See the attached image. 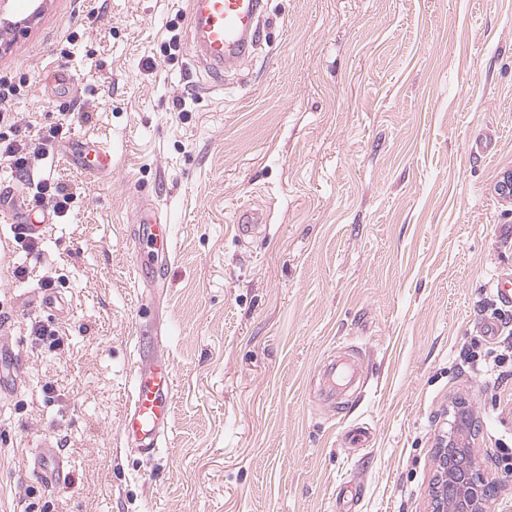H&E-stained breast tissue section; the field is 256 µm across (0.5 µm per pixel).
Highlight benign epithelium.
I'll list each match as a JSON object with an SVG mask.
<instances>
[{"instance_id":"benign-epithelium-1","label":"benign epithelium","mask_w":512,"mask_h":512,"mask_svg":"<svg viewBox=\"0 0 512 512\" xmlns=\"http://www.w3.org/2000/svg\"><path fill=\"white\" fill-rule=\"evenodd\" d=\"M437 479L431 496V512H489L483 495L486 478L481 465L455 425L442 435L436 448ZM455 488L453 506H448V486Z\"/></svg>"}]
</instances>
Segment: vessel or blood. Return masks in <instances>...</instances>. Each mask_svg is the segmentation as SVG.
I'll use <instances>...</instances> for the list:
<instances>
[{
	"label": "vessel or blood",
	"instance_id": "vessel-or-blood-1",
	"mask_svg": "<svg viewBox=\"0 0 512 512\" xmlns=\"http://www.w3.org/2000/svg\"><path fill=\"white\" fill-rule=\"evenodd\" d=\"M189 13L199 57L216 75L235 64L248 46L256 44L265 21L264 0H190ZM81 155L86 169L101 171L112 167V154L103 146L82 144ZM264 230L258 210L240 207L234 226L237 240H246ZM134 238L136 275L166 266L171 229L160 222L149 203H142L139 208ZM491 293L501 314L511 313L512 273L499 274L492 283ZM362 375V366L352 360L341 359L327 365L323 390L327 404H335L343 388ZM174 388L173 370L160 356L142 360L133 369V391L120 424V434L124 444L134 447L143 457L153 458L168 434ZM40 455L44 478L59 482L63 472L56 449H41Z\"/></svg>",
	"mask_w": 512,
	"mask_h": 512
}]
</instances>
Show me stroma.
I'll use <instances>...</instances> for the list:
<instances>
[{
    "label": "stroma",
    "instance_id": "1",
    "mask_svg": "<svg viewBox=\"0 0 512 512\" xmlns=\"http://www.w3.org/2000/svg\"><path fill=\"white\" fill-rule=\"evenodd\" d=\"M189 0H42L0 28V76L30 131L67 125L45 162L72 194L34 252L0 222V512H428L454 403L512 512V380L462 349L512 270V0H268L262 40L212 77ZM74 78L60 95L47 65ZM112 150L93 175L76 139ZM172 226L164 276L134 280L142 198ZM267 230L239 242L236 210ZM27 269L12 276L13 263ZM64 309L44 308L43 282ZM64 336L35 343L32 323ZM147 332L137 335L138 325ZM175 372L156 457L119 425L138 354ZM358 350L342 412L320 367ZM352 425L373 433L348 447ZM66 483L46 485L42 444ZM358 500L338 506L340 485Z\"/></svg>",
    "mask_w": 512,
    "mask_h": 512
}]
</instances>
